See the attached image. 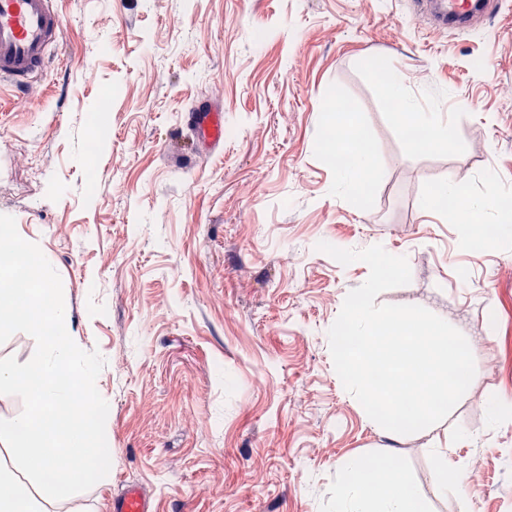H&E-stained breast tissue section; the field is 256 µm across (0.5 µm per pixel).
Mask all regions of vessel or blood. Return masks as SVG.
Returning a JSON list of instances; mask_svg holds the SVG:
<instances>
[{
	"label": "vessel or blood",
	"instance_id": "b4317fda",
	"mask_svg": "<svg viewBox=\"0 0 512 512\" xmlns=\"http://www.w3.org/2000/svg\"><path fill=\"white\" fill-rule=\"evenodd\" d=\"M417 9L433 8L437 28H465L494 12V0H416ZM61 26L51 0H0V74L17 86L40 73ZM195 126L211 142L224 141V115L209 110L197 113ZM112 512H151L140 488L130 487L112 501Z\"/></svg>",
	"mask_w": 512,
	"mask_h": 512
}]
</instances>
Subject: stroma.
<instances>
[{
	"label": "stroma",
	"mask_w": 512,
	"mask_h": 512,
	"mask_svg": "<svg viewBox=\"0 0 512 512\" xmlns=\"http://www.w3.org/2000/svg\"><path fill=\"white\" fill-rule=\"evenodd\" d=\"M44 70L0 77V214L53 259L69 334L106 364V481L40 512H336L345 463L397 462L420 512H512V237L475 249L462 198L512 187V0L469 32L410 0H53ZM447 113L452 145L413 147L371 66ZM110 98L112 109L97 104ZM360 121L380 175L338 186L329 102ZM224 111V141L186 114ZM96 140L89 157L86 144ZM406 257L419 305L467 339L475 377L443 421L388 436L344 388L328 330L369 267L319 242ZM478 480L437 494L436 450ZM501 195L494 196L488 200H472L464 202L458 195L452 183H442L424 201L426 210L437 209L441 202H457V210L462 220L467 224L485 223L486 209L493 207ZM484 226V225H482ZM113 512H151L150 502L138 487H129L112 500Z\"/></svg>",
	"instance_id": "obj_1"
}]
</instances>
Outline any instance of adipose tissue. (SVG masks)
Segmentation results:
<instances>
[{
	"label": "adipose tissue",
	"mask_w": 512,
	"mask_h": 512,
	"mask_svg": "<svg viewBox=\"0 0 512 512\" xmlns=\"http://www.w3.org/2000/svg\"><path fill=\"white\" fill-rule=\"evenodd\" d=\"M389 100L398 106L394 120L402 128H416L423 132V141L429 145L448 143L450 126L439 105L423 107L411 97L400 82L389 79L384 83ZM331 128L335 132L337 153L349 156L348 164L337 170L341 186L353 190L361 183L377 179L379 170L371 150L362 147L357 139L358 121L355 113L335 106ZM456 203L462 220L468 224L485 221L487 209L493 200L461 201L451 183L439 185L424 201L428 210L437 209L444 202ZM352 478L343 483L338 495L337 512H411L416 491L399 469H371L362 457L348 462Z\"/></svg>",
	"instance_id": "obj_1"
}]
</instances>
